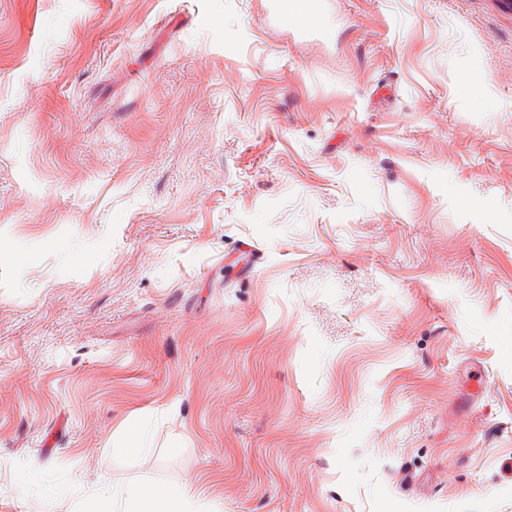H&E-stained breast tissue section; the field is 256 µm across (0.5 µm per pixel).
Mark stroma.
<instances>
[{"mask_svg": "<svg viewBox=\"0 0 512 512\" xmlns=\"http://www.w3.org/2000/svg\"><path fill=\"white\" fill-rule=\"evenodd\" d=\"M320 4L0 0V512H512V0ZM274 4L277 20L286 27H288L289 20L296 28H306L313 23L311 20L316 12L321 14L318 1L294 0L290 6L282 3V1H274ZM148 435L144 427L135 426L129 432L127 441L113 452L127 456H138L144 454L148 449ZM201 512L194 497L182 490L153 485L101 487L88 495L83 512Z\"/></svg>", "mask_w": 512, "mask_h": 512, "instance_id": "obj_1", "label": "stroma"}]
</instances>
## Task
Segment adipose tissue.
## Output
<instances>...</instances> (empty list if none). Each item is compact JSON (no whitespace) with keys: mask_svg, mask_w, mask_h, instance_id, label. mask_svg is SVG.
<instances>
[{"mask_svg":"<svg viewBox=\"0 0 512 512\" xmlns=\"http://www.w3.org/2000/svg\"><path fill=\"white\" fill-rule=\"evenodd\" d=\"M83 512H200L186 491L153 485L101 487L88 495Z\"/></svg>","mask_w":512,"mask_h":512,"instance_id":"obj_1","label":"adipose tissue"}]
</instances>
